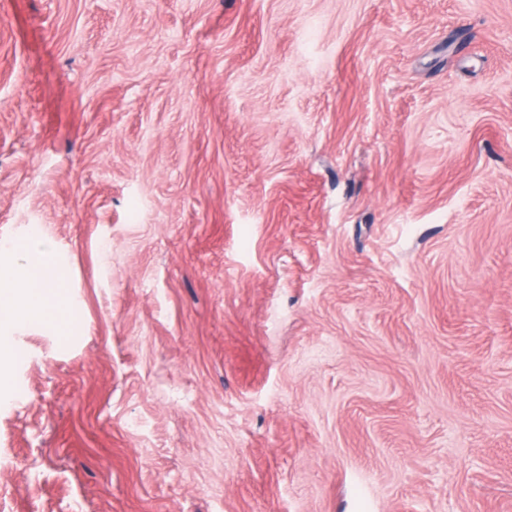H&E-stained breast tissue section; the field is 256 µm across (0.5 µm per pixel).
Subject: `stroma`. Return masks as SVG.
I'll return each instance as SVG.
<instances>
[{
    "label": "stroma",
    "mask_w": 512,
    "mask_h": 512,
    "mask_svg": "<svg viewBox=\"0 0 512 512\" xmlns=\"http://www.w3.org/2000/svg\"><path fill=\"white\" fill-rule=\"evenodd\" d=\"M0 512H512V0H0ZM22 274L10 279L14 288H3V303L20 298L47 322L62 321L66 314V299L61 270L51 263L47 246L33 235L28 247L21 252Z\"/></svg>",
    "instance_id": "obj_1"
}]
</instances>
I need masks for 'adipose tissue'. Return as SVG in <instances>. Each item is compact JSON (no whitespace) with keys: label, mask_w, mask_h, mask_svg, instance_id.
<instances>
[{"label":"adipose tissue","mask_w":512,"mask_h":512,"mask_svg":"<svg viewBox=\"0 0 512 512\" xmlns=\"http://www.w3.org/2000/svg\"><path fill=\"white\" fill-rule=\"evenodd\" d=\"M22 273L12 287L0 290V300L21 299L47 322L63 320L66 300L61 270L51 263L47 246L39 236H32L21 254Z\"/></svg>","instance_id":"adipose-tissue-1"}]
</instances>
